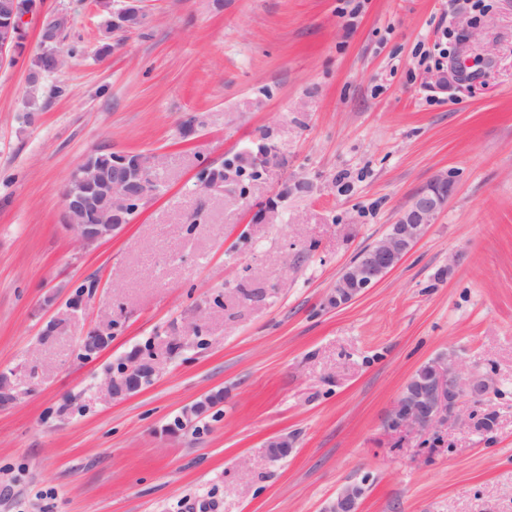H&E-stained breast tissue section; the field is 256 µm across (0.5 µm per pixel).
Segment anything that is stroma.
<instances>
[{
	"mask_svg": "<svg viewBox=\"0 0 512 512\" xmlns=\"http://www.w3.org/2000/svg\"><path fill=\"white\" fill-rule=\"evenodd\" d=\"M143 6L149 24L100 59L97 0H40L28 54L60 11L84 48L48 79L61 96L29 106L27 61L0 66V373L16 397L0 512H325L360 481V512H512V0ZM262 142L282 166L240 194L197 191L201 169ZM98 149L159 155L164 187L85 250L62 191ZM440 174L456 190L423 239L328 307ZM297 181L309 192L283 196ZM91 330L109 343L87 359ZM135 352L160 373L112 399L104 380ZM442 353L493 376V434L448 424L431 448L384 427ZM219 390L197 428L167 433ZM282 435L294 448L270 460Z\"/></svg>",
	"mask_w": 512,
	"mask_h": 512,
	"instance_id": "obj_1",
	"label": "stroma"
}]
</instances>
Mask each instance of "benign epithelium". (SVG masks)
<instances>
[{"label":"benign epithelium","instance_id":"7a95c632","mask_svg":"<svg viewBox=\"0 0 512 512\" xmlns=\"http://www.w3.org/2000/svg\"><path fill=\"white\" fill-rule=\"evenodd\" d=\"M141 2L126 0L125 6L113 14V32L129 30L133 18L141 27L147 23ZM65 18L66 14L57 12L42 23V48L50 55L55 54L54 45L63 33ZM159 173L160 164L155 155L137 166L116 159L107 177L83 174L79 168H74L62 197L65 227L83 248L112 239L128 223L132 205L157 192L156 175ZM453 190L454 182L446 174L436 176L418 189L383 238L362 250L343 269L329 293V306L338 309L354 302L394 270L447 206ZM92 209L100 212L102 223H85V215ZM430 364L432 369L427 381L411 377L406 382L386 417V426L392 430L413 429L423 440L434 442L440 437L441 427L451 421L474 428L478 406L484 404L494 389V380L488 373L466 369L450 355H440ZM158 372L159 367L153 362L129 360L122 373L107 377L105 386L113 398H124L136 392L132 385L134 378H152ZM266 448L272 459L279 460L291 453L293 440L287 436L274 437L266 442ZM360 499L359 485L347 484L329 503L326 512H358Z\"/></svg>","mask_w":512,"mask_h":512}]
</instances>
